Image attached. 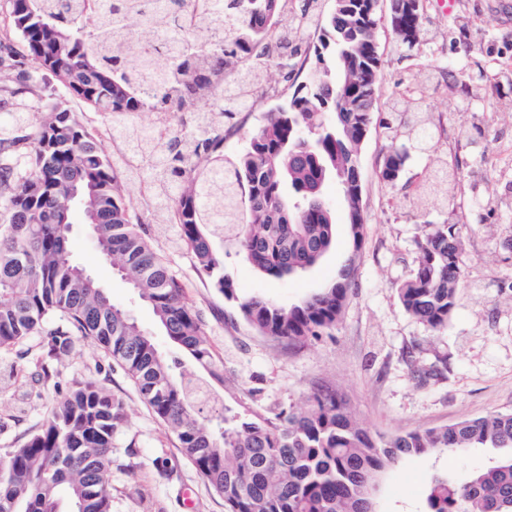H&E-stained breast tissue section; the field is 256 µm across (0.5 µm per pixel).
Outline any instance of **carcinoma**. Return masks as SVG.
I'll return each mask as SVG.
<instances>
[{"mask_svg": "<svg viewBox=\"0 0 512 512\" xmlns=\"http://www.w3.org/2000/svg\"><path fill=\"white\" fill-rule=\"evenodd\" d=\"M375 0H346L319 20L318 65L284 105L268 111L246 150L224 158V124L254 103L267 68H288V48L313 19H283L281 0H174L162 40L135 48L151 29L148 0H8L16 50L0 40V346L38 332L52 318L47 354H66L75 336L97 341L176 436L181 452L224 498V512H365L368 489L389 466L428 454L485 448L491 463L459 482L438 478L424 512H512V412L446 427L373 436L335 391L318 389L304 409L272 416L248 408L197 420L200 382L168 363L129 312L73 270L71 222L61 223L69 187L95 189L98 242L112 269L136 287L170 340L197 363H211L202 320L182 283L149 241L142 216L127 204L140 188L164 224L195 255L213 286L231 300L227 237L261 273L282 277L318 264L336 244V224L321 186L333 175L351 210L361 186L359 151L377 103L380 58ZM391 17L409 46L422 19L392 0ZM52 74L63 95L45 98L38 80ZM78 100L99 111L126 140L111 156L99 133L69 109ZM415 99L395 104L386 128L411 114L408 134L432 139ZM149 112L156 132L129 122ZM189 112L173 128L172 114ZM408 152L391 149L381 175L397 181ZM456 227L442 224L417 241L413 274L398 288L404 309L428 330L448 324L463 271ZM350 272L301 305L282 308L252 295L240 316L263 335L290 343L335 326ZM126 421L122 402L93 381L56 399L40 430L0 454V512H112V448Z\"/></svg>", "mask_w": 512, "mask_h": 512, "instance_id": "obj_1", "label": "carcinoma"}]
</instances>
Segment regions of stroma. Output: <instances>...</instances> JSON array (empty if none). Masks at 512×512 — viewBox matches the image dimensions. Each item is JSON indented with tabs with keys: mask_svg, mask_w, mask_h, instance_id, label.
<instances>
[{
	"mask_svg": "<svg viewBox=\"0 0 512 512\" xmlns=\"http://www.w3.org/2000/svg\"><path fill=\"white\" fill-rule=\"evenodd\" d=\"M375 31L381 61L378 112L395 100L420 99L436 137L410 151L400 178L381 177L385 155L407 144L406 127L372 123L360 149L364 239L354 247L340 188H323L336 218V246L315 267L270 278L233 247L224 273L239 295H262L283 307L300 304L352 267L353 282L336 325L291 344L261 335L177 246L176 230H146L200 313L213 350L198 378L220 406L270 415L303 407L312 391L336 390L373 435L392 436L512 411V0H425L415 46L402 44L390 24L391 0H378ZM283 80L276 69L254 111L224 132V154L237 156L266 111L288 101L304 81L311 56ZM486 70L488 80L471 76ZM456 225L463 279L447 326L432 332L405 311L397 289L416 265V242L431 227ZM73 261L85 266L114 303L128 309L158 349L176 357L150 306L113 274L83 225L72 227ZM42 344L34 335L0 348V370L14 369L11 394L0 396V454L20 445L46 418L55 399L85 380L124 404L128 419L112 450V512H224V500L180 451L178 441L144 403L121 365L96 341L78 339L49 386L29 365ZM434 370L418 382L415 370ZM490 452L472 449L415 456L387 469L377 512H422L436 475L465 479L484 468Z\"/></svg>",
	"mask_w": 512,
	"mask_h": 512,
	"instance_id": "stroma-1",
	"label": "stroma"
}]
</instances>
